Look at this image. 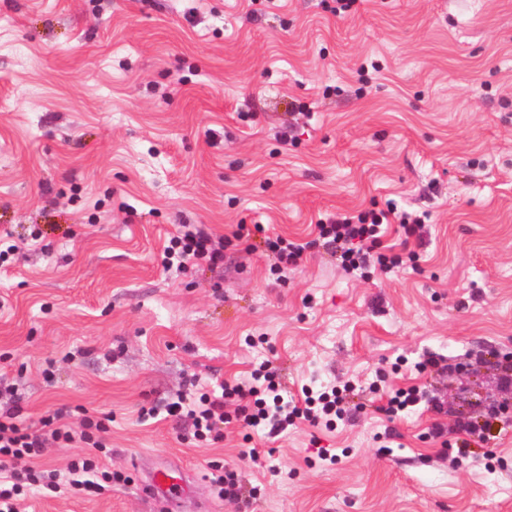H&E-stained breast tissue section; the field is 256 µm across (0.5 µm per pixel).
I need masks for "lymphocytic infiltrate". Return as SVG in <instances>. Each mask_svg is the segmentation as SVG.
Returning a JSON list of instances; mask_svg holds the SVG:
<instances>
[{
    "label": "lymphocytic infiltrate",
    "instance_id": "obj_1",
    "mask_svg": "<svg viewBox=\"0 0 512 512\" xmlns=\"http://www.w3.org/2000/svg\"><path fill=\"white\" fill-rule=\"evenodd\" d=\"M400 224L405 235H413L418 225L423 224L422 216L389 205L384 211H368L357 217H345L328 224L319 225L320 238L336 248V261L348 273L365 271L370 264L382 269L400 267L402 255H373L372 250L385 230L387 220ZM224 260L223 240L213 238L204 232H185L174 236L164 249V265L207 264L216 267ZM352 384H344L321 392L318 396L306 397L303 403L285 400L280 392L277 373L270 366L263 365L255 370L249 386L224 383L220 395H200L193 404L174 401L168 404L166 412L172 417H189L193 420L194 436L203 439L226 423L224 400L229 396L244 399L240 411L242 422L247 427L264 425L274 433L284 432L296 419L303 418L312 425L333 424L349 410L348 398L353 394ZM11 406L0 411V512H21L20 499L32 486H43L55 492L76 491L87 495L101 493L106 484L123 481L122 473L106 469L101 458L106 448L101 440L92 434L94 423L83 419L79 427L62 423L60 413L45 418L44 424L54 439L67 443L78 441L88 447L87 454L71 461L66 471L43 470L36 466V459L44 451L41 435L31 434L15 422V402L19 395L14 386L0 388Z\"/></svg>",
    "mask_w": 512,
    "mask_h": 512
}]
</instances>
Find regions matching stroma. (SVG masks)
<instances>
[{
	"label": "stroma",
	"instance_id": "stroma-1",
	"mask_svg": "<svg viewBox=\"0 0 512 512\" xmlns=\"http://www.w3.org/2000/svg\"><path fill=\"white\" fill-rule=\"evenodd\" d=\"M334 7L0 0V380L24 429L105 421L130 477L33 488L26 512H512V414L466 455L453 430L512 405L493 363L512 353V0ZM391 201L430 215L401 269L348 274L317 246L279 272L260 242ZM181 224L223 239V264L165 269ZM265 361L297 397L353 382L357 410L268 437L231 397L200 442L167 416ZM409 387L428 402L376 412ZM160 467L180 498L143 493ZM216 471L218 474H215L213 482L219 489V495L223 498L239 499L240 486L237 472L226 468Z\"/></svg>",
	"mask_w": 512,
	"mask_h": 512
}]
</instances>
